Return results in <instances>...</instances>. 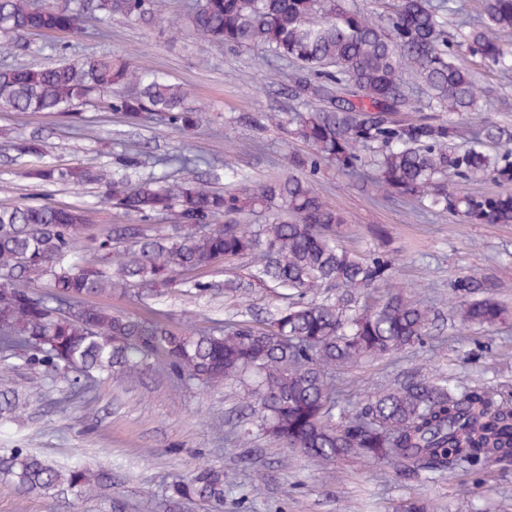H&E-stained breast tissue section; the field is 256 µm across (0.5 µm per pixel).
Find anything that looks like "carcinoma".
<instances>
[{
  "label": "carcinoma",
  "mask_w": 512,
  "mask_h": 512,
  "mask_svg": "<svg viewBox=\"0 0 512 512\" xmlns=\"http://www.w3.org/2000/svg\"><path fill=\"white\" fill-rule=\"evenodd\" d=\"M155 0H0V36L73 33L87 13L101 20L146 23ZM387 15L348 0H201L180 19L195 39L245 47L288 63V93L303 110L291 134L305 146L284 156L288 175L252 179L224 166V188L199 175L201 159L177 155L179 177L131 184L122 169L36 166L35 181L103 184L101 203L138 223L120 221L86 237L98 209L66 205L0 206V383L19 359L41 371L25 396L0 389V416L25 418L32 395L59 385L73 404L97 399L99 379H125L163 364L182 385L202 391L241 383L252 419L242 437L270 443L325 466L345 458L388 464L409 476L466 472L493 477L512 464V401L481 386L460 388L417 369L352 403L336 372L405 352L430 335L436 315L415 291L393 283L386 251L360 255L341 244L347 218L317 193L311 179L328 163L363 175L382 198L397 197L418 219L431 212L464 224H512V191L481 185L512 182V124L487 118L474 130L435 113L483 108L506 112L505 97L478 83L465 57L512 73V0H480L467 31L448 32L457 0H388ZM112 96L129 120L151 113L181 130L203 113L187 106L181 84L125 56H93L53 66H0V105L13 112H72ZM418 111L414 118L406 112ZM20 157L41 147L24 126L9 136ZM472 185L448 183V174ZM175 213L171 235L152 220ZM265 216L262 224L250 223ZM107 262L112 273L101 268ZM241 264L245 276L202 281L199 275ZM283 291L286 304L262 323L173 326L95 303L116 291L152 297L169 288L235 296L244 284ZM386 298L360 302L380 287ZM336 289V299L309 297ZM461 325L488 328L507 307L500 285L463 273L449 284ZM100 466L61 469L15 449L0 454V481L23 496L77 497L104 488ZM177 505L198 500L224 507V470L195 469L168 487Z\"/></svg>",
  "instance_id": "cac0c4a2"
}]
</instances>
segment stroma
I'll list each match as a JSON object with an SVG mask.
<instances>
[{
    "label": "stroma",
    "instance_id": "stroma-1",
    "mask_svg": "<svg viewBox=\"0 0 512 512\" xmlns=\"http://www.w3.org/2000/svg\"><path fill=\"white\" fill-rule=\"evenodd\" d=\"M192 2L157 0L150 24L115 20L105 26L89 14L76 33L0 41V66H51L102 54L131 57L139 67L181 83L189 104L205 114L197 130L184 133L154 119L130 124L105 101L69 113L0 112V183L11 186L0 192V205H99L106 192L101 185L42 183L22 172L36 165L114 167L140 153L151 162L129 170L134 181L166 173L163 161L175 152L207 158L203 172L211 179L222 176L228 164L253 178L282 173L281 155L300 147L286 132L288 119L300 109L285 90L288 65L254 50L230 51L196 42L185 32L172 34L170 20ZM20 124L41 140V155L19 158L9 150V132ZM314 186L348 218L343 245L363 254L382 248L394 253L397 281L424 285L423 301L442 315L420 347L337 372L341 393L361 400L419 367L512 400V316L486 330L459 329L449 288L459 274H487L501 283L500 298L512 309V225L436 217L414 222L404 202L378 198L370 184L327 164ZM376 225L385 227V240L372 237ZM109 303L133 317L162 315L174 325L189 319L210 325L239 312L266 318L281 300L276 290L256 285L231 300L175 290L144 301L116 294ZM246 406L241 386L211 392L179 388L163 370L99 381L98 398L89 408L69 403L62 390L50 391L32 403L23 422H0V452L25 448L64 466L99 463L111 472L112 484L96 494L49 501L21 496L0 483V512H113L117 501L124 512H166L168 485L202 464L224 471V512H399L413 499L434 512H512V465L498 467L491 481L462 472L415 478L359 460L326 468L258 436L240 443L234 423ZM260 466L268 467L270 477L256 488L248 475Z\"/></svg>",
    "mask_w": 512,
    "mask_h": 512
}]
</instances>
